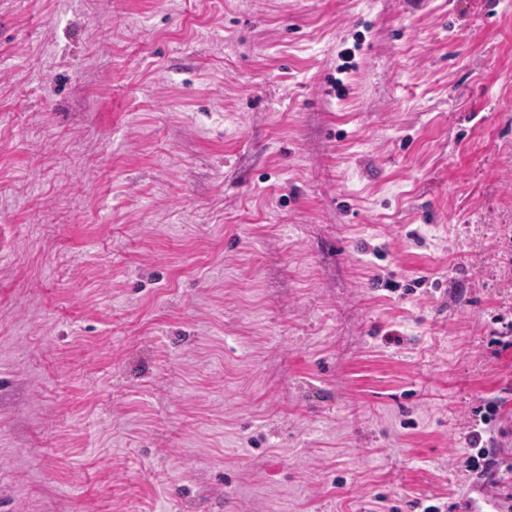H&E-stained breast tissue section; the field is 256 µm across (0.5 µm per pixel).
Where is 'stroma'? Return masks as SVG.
<instances>
[{
    "label": "stroma",
    "mask_w": 512,
    "mask_h": 512,
    "mask_svg": "<svg viewBox=\"0 0 512 512\" xmlns=\"http://www.w3.org/2000/svg\"><path fill=\"white\" fill-rule=\"evenodd\" d=\"M506 320L512 0H0V512L512 494ZM476 450L475 455L468 457L466 467L468 471L477 475H484L491 471L496 465L494 458V450L492 448H473Z\"/></svg>",
    "instance_id": "stroma-1"
}]
</instances>
